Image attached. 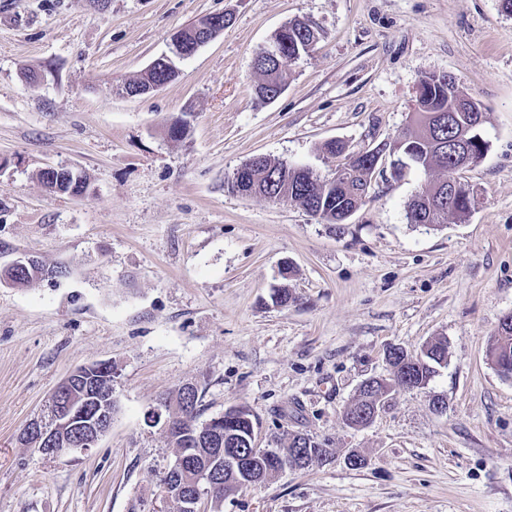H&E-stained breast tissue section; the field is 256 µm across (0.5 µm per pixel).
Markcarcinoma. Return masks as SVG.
<instances>
[{
    "label": "carcinoma",
    "mask_w": 512,
    "mask_h": 512,
    "mask_svg": "<svg viewBox=\"0 0 512 512\" xmlns=\"http://www.w3.org/2000/svg\"><path fill=\"white\" fill-rule=\"evenodd\" d=\"M320 33L313 32L299 21H289L281 26L272 36L271 41L278 43L288 61L274 59L256 52L253 59L254 70L259 82L254 86V97L263 103L268 93L273 92L288 82L289 63L308 53L309 49L319 40ZM177 72L164 64H157L152 70L141 73L138 77L113 88L116 94L132 92L138 87L148 84H168L175 80ZM414 109L417 117L393 142L387 144L388 151L400 154L426 172L438 171L442 177L434 181L424 191L416 194L406 205V218L411 224L436 226L445 224L453 217L464 221L469 213L458 207L453 200L444 196L448 187V179L455 172L454 156L458 146L457 138L461 131L474 125L482 126L484 112L482 104L465 93L456 80L446 73H429L418 80ZM370 168L357 160L350 165L345 177L322 179L304 167L290 166L268 156L248 172V181L256 186V195L271 202L282 200L296 201L306 211L318 217L326 224L342 229V218L347 211L361 206L369 194ZM447 355V342L438 339L430 342L421 350V355L406 353L390 363L395 367L401 359L409 360L410 372L420 386L429 383L435 374V366L440 364ZM487 357L501 373L512 372V325L500 326L490 336L487 345ZM388 388L384 380L360 391L359 395L346 407L343 420L346 425L363 420L362 413L376 400L382 397ZM176 392L170 399V412L179 417H186L183 424V436H170V443L176 450L183 448L195 449L192 456V467L182 480L190 482L196 476V469L211 461L214 448L207 441L209 436L208 422L199 421L201 393H194L193 408L185 413ZM224 438L239 444L254 439L257 420L250 410L244 407H233L223 414ZM280 455L288 458V465H297L301 469L309 467L313 461L326 454V449L304 434H292L288 441L277 446ZM249 484L225 476L221 478V486L211 499L202 504L210 507V512H222L224 498L234 494Z\"/></svg>",
    "instance_id": "cac0c4a2"
}]
</instances>
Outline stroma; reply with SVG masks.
Returning a JSON list of instances; mask_svg holds the SVG:
<instances>
[{
	"instance_id": "35a3bbf8",
	"label": "stroma",
	"mask_w": 512,
	"mask_h": 512,
	"mask_svg": "<svg viewBox=\"0 0 512 512\" xmlns=\"http://www.w3.org/2000/svg\"><path fill=\"white\" fill-rule=\"evenodd\" d=\"M223 32L147 96L138 76L172 35ZM320 30L285 92L256 103L255 52L294 19ZM37 73L30 85L28 73ZM454 76L485 109L488 148L462 177L466 221L408 223L433 174L386 156L344 231L293 202L229 192L263 154L331 177L325 142L357 154L408 126L419 77ZM188 126L170 139L176 119ZM86 174L52 193L50 166ZM65 277L0 285V512H155L175 460L147 411L187 383L202 417L242 406L256 444L302 433L327 455L225 497L223 512H512V377L486 355L512 312V14L501 0H0V264ZM294 299L273 304L274 288ZM448 358L377 416L343 411L385 351L435 339ZM112 364L117 411L89 451L21 441L75 368ZM446 409L436 412L434 401ZM359 454L365 463L350 466ZM8 267L12 268V272L14 274L23 272L26 274H32L40 279H53L50 270L45 265H43L37 257L20 256L12 261Z\"/></svg>"
}]
</instances>
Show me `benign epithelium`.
<instances>
[{"instance_id": "obj_1", "label": "benign epithelium", "mask_w": 512, "mask_h": 512, "mask_svg": "<svg viewBox=\"0 0 512 512\" xmlns=\"http://www.w3.org/2000/svg\"><path fill=\"white\" fill-rule=\"evenodd\" d=\"M223 26L224 22L221 20L203 21L197 30L200 41L195 48L198 49L214 40L223 31ZM76 176L77 173L69 167H50L43 185L48 190L59 192L63 180ZM9 267L14 273L32 274L40 279L51 278L50 270L33 256H20L12 261ZM104 374L106 368L102 363L81 366L60 383L57 390L68 393V399L65 404L56 407L52 422L47 424L42 420H35L28 425V435L33 438L41 453L55 456L65 451L67 447L87 451L95 447L111 428L112 412L109 400L98 397L94 388L97 379ZM146 420L153 426L162 425L168 433L178 431L177 424L164 416L161 403L147 412ZM221 434L220 428L211 429V440L220 446L218 456L224 458V470L237 479L243 475L256 477L254 471H248L243 467L246 460L280 458L275 450L257 448L253 444L247 448H224ZM171 493L179 497L181 512H199L201 499L197 493L181 486L175 487Z\"/></svg>"}]
</instances>
